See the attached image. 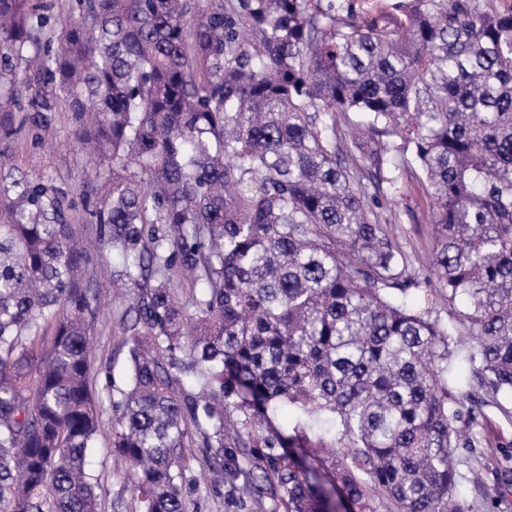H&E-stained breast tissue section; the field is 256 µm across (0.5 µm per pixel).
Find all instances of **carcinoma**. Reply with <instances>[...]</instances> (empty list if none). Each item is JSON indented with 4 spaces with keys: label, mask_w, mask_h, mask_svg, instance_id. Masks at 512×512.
<instances>
[{
    "label": "carcinoma",
    "mask_w": 512,
    "mask_h": 512,
    "mask_svg": "<svg viewBox=\"0 0 512 512\" xmlns=\"http://www.w3.org/2000/svg\"><path fill=\"white\" fill-rule=\"evenodd\" d=\"M78 4L49 32L53 0H0V140L69 113L97 240L0 153V512H98L95 266L132 301L111 448L139 512H188L192 444L221 478L258 470L238 512H470L458 422L480 390L512 401V0ZM398 158L463 303L459 395L450 331L407 301L422 282L362 186L397 192Z\"/></svg>",
    "instance_id": "obj_1"
}]
</instances>
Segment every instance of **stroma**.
<instances>
[{
	"label": "stroma",
	"instance_id": "1",
	"mask_svg": "<svg viewBox=\"0 0 512 512\" xmlns=\"http://www.w3.org/2000/svg\"><path fill=\"white\" fill-rule=\"evenodd\" d=\"M1 150L13 156L23 173L55 179L76 202L72 211L75 223H85L86 215L78 200L89 165L73 144L72 127L65 113H55L48 127L38 132L24 130L11 140L0 141ZM398 178L402 192L381 198L377 208L380 219L392 223L403 249L411 255L423 281L422 297L442 324L457 326L459 306L449 303L447 289L441 287L429 265L435 233L423 176L416 167L409 166L400 170ZM127 305L124 299L102 303L92 337L93 371L98 375L111 373L117 388L125 387L127 378L128 351L118 325V315ZM114 417L112 408H104L96 446L86 459V471L95 486L99 512H136L137 502L125 470L111 454ZM472 431L478 439L476 446L456 451V497L469 504L472 512H512V494L500 495L497 486V470L503 464L501 453L512 442V414H503L493 403H485ZM202 463L201 449H184L181 465L190 512H234L232 501L237 489L228 481L211 483Z\"/></svg>",
	"mask_w": 512,
	"mask_h": 512
}]
</instances>
